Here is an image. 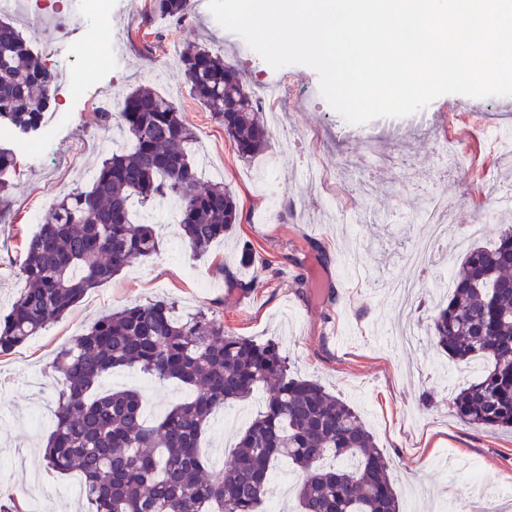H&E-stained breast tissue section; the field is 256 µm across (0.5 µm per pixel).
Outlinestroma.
<instances>
[{"label": "stroma", "mask_w": 512, "mask_h": 512, "mask_svg": "<svg viewBox=\"0 0 512 512\" xmlns=\"http://www.w3.org/2000/svg\"><path fill=\"white\" fill-rule=\"evenodd\" d=\"M143 6L144 0H133L129 12L112 19L113 32L128 38L121 67L89 74L83 98L51 103L45 123L53 131L43 157L17 156L0 222V316L22 286L15 262L59 188L87 189L91 181L84 171L95 170L109 153L97 135L105 124L97 103L102 86L122 94L147 86L180 105L195 132L194 149L206 150L222 169L224 184L243 209L242 222L205 258L182 245L178 224L163 225L155 255L92 289L39 336L0 356V505L28 503L29 488L39 479L50 490L44 512H78V498L68 491L71 475L49 472L43 459L41 445L52 421L35 429L28 415L51 407L56 383L48 366L64 343L101 312L164 298L176 302L180 315L210 310L227 331L277 342L293 372L350 404L391 461L403 512H458L463 503L469 512H512V433L466 425L448 408L450 385L473 378V371L455 366L452 382H445L434 369L445 356L427 335L410 347L396 342L391 331L402 317L394 301L364 281L370 275L419 283L412 317L427 326L433 307L447 301L449 291L406 257L424 246V212L434 201L442 202L438 219L448 227L447 240L431 256L438 266L449 258L461 263L475 242L493 240L490 232L478 241L468 236L477 213L493 219L512 215V200L503 198L512 190V176L502 169L508 154L479 129L496 124L512 98L468 97L458 111L456 95H443L428 105L426 121L410 115L354 125L323 97L309 98L319 86L313 69H275L226 41L207 0H197L193 20L175 25L156 19L168 40L155 56H141L137 28ZM183 44L223 53L249 87L264 81L290 87L283 126L272 131L263 154L248 162L238 158L223 127L190 98L176 54ZM283 136L295 137L293 152H280ZM448 138L471 155V175L436 178L435 146ZM310 163L326 171L324 184L315 189L305 175ZM267 167L279 189L272 210L254 181ZM245 253L250 261H242ZM314 261L331 272L321 290L309 275ZM220 264L254 276L257 288L228 290L216 272ZM105 383L136 390L164 411L187 396L177 382L141 372L117 370Z\"/></svg>", "instance_id": "35a3bbf8"}]
</instances>
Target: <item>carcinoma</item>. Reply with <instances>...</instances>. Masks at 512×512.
Masks as SVG:
<instances>
[{"mask_svg": "<svg viewBox=\"0 0 512 512\" xmlns=\"http://www.w3.org/2000/svg\"><path fill=\"white\" fill-rule=\"evenodd\" d=\"M159 14L182 22L191 0H149L143 21ZM194 100L224 127L238 157L250 161L270 131L238 70L202 46L180 55ZM55 74L31 40L0 21V126L28 134L44 125ZM130 143L102 160L92 185L60 197L18 260L25 288L0 323V355L37 336L90 290L157 253L156 225L132 219L131 207L170 199L192 254L204 256L230 236L242 209L223 182L201 183L184 113L157 91L137 88L120 104ZM435 347L481 374L448 402L461 422L512 431V225L490 246H474L448 301L429 316ZM53 430L44 460L76 471L88 512H266L271 470L288 458L299 471V512H400L390 462L353 407L312 379L294 376L276 343L224 330L214 314L182 317L168 300L136 303L102 315L61 347ZM115 369H138L185 386L191 396L149 424L136 391H98ZM267 392L263 410L237 437L233 463L216 470L200 455L201 436L226 405ZM339 461L323 464L326 455Z\"/></svg>", "mask_w": 512, "mask_h": 512, "instance_id": "obj_1", "label": "carcinoma"}]
</instances>
